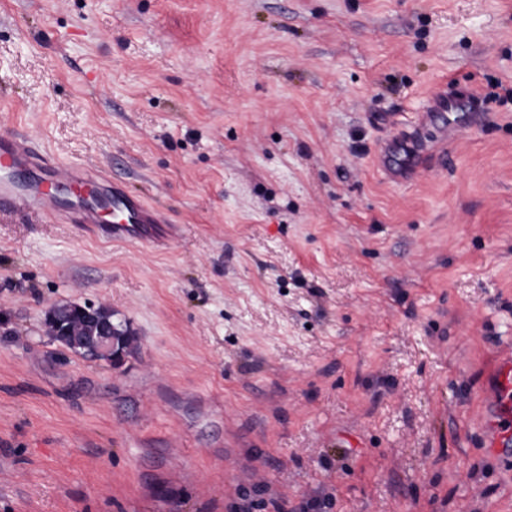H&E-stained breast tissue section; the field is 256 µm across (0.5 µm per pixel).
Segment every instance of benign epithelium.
<instances>
[{"label":"benign epithelium","mask_w":512,"mask_h":512,"mask_svg":"<svg viewBox=\"0 0 512 512\" xmlns=\"http://www.w3.org/2000/svg\"><path fill=\"white\" fill-rule=\"evenodd\" d=\"M104 307L91 304L79 307L80 316L76 321L57 313V307H51L45 318V324L53 336L71 337L74 344L96 358L117 362L129 349L122 347L121 341L115 336L110 323L99 318Z\"/></svg>","instance_id":"benign-epithelium-1"}]
</instances>
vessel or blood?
I'll list each match as a JSON object with an SVG mask.
<instances>
[{
    "mask_svg": "<svg viewBox=\"0 0 512 512\" xmlns=\"http://www.w3.org/2000/svg\"><path fill=\"white\" fill-rule=\"evenodd\" d=\"M466 102L441 93L429 100L426 112L444 132H459L456 113ZM425 148L423 140L385 144L377 158L380 167L396 172L412 169ZM0 213L46 217L60 224H80L103 235L149 241L152 227L166 224L159 208L129 193L98 169L64 165L40 152L25 135L0 133ZM167 240L179 235L178 225L166 224ZM496 382L485 402L482 426L489 451L512 455V355L499 361Z\"/></svg>",
    "mask_w": 512,
    "mask_h": 512,
    "instance_id": "1",
    "label": "vessel or blood"
}]
</instances>
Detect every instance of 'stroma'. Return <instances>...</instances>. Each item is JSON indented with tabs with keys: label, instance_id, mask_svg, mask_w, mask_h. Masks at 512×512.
Listing matches in <instances>:
<instances>
[{
	"label": "stroma",
	"instance_id": "stroma-1",
	"mask_svg": "<svg viewBox=\"0 0 512 512\" xmlns=\"http://www.w3.org/2000/svg\"><path fill=\"white\" fill-rule=\"evenodd\" d=\"M511 87L512 0H0V129L183 228L0 214V512H512ZM444 91L475 124L376 169ZM86 303L119 364L48 334ZM425 148L423 140L416 138L415 145L409 146L407 142L398 140L385 144L378 155V165L385 170L406 172L415 166L416 158ZM496 382L485 402L482 426L485 447L512 456V355L499 361Z\"/></svg>",
	"mask_w": 512,
	"mask_h": 512
}]
</instances>
